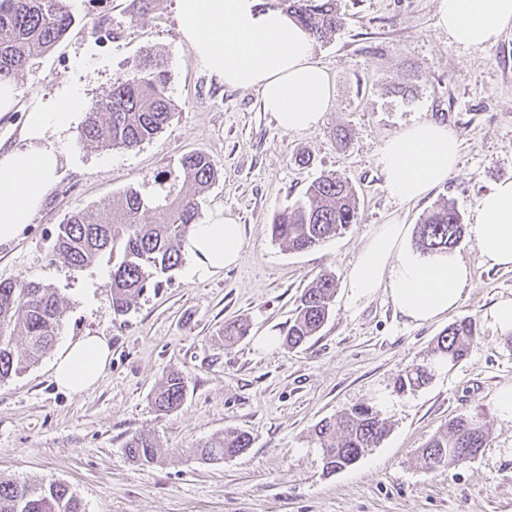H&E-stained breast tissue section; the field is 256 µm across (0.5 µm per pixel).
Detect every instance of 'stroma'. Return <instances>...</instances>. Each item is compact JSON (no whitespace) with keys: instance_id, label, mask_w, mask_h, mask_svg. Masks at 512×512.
<instances>
[{"instance_id":"1","label":"stroma","mask_w":512,"mask_h":512,"mask_svg":"<svg viewBox=\"0 0 512 512\" xmlns=\"http://www.w3.org/2000/svg\"><path fill=\"white\" fill-rule=\"evenodd\" d=\"M346 24L316 42L315 58L334 86L330 107L312 129L287 133L254 89H233L210 75L181 35L176 0H71L75 22L47 54L15 79L17 109L0 113V150L20 145L31 101L81 97L79 110L105 98L113 82L146 53L167 61L175 113L165 129L132 150L87 145L75 121L61 140L63 162L40 212L0 247V281L42 282L62 299L58 335L20 374L0 381V477L62 483L85 512H512V421L495 408L512 384V345L492 321L512 299V270L487 267L473 235L456 252L471 272L460 307L415 325L389 298L351 302L348 274L381 224H417L440 200L455 202L464 224L492 186L512 180V30L495 45L449 43L437 26V0H338ZM417 120L453 127L458 168L423 200L402 203L384 187L379 147ZM203 152L221 167L200 199L202 219L230 212L244 228L236 266L192 276L191 258L147 289L124 315L112 309V260L81 270L52 254L58 227L78 209L107 216L128 187L147 197L182 155ZM306 164H298V155ZM347 178L357 221L304 252L271 238L278 209L303 198L318 176ZM332 273L337 291L322 329L305 345L263 351L257 337L285 336L304 288ZM470 317L475 341L464 360L414 392H396L408 366L429 359L434 339ZM243 318L249 333L225 343V322ZM105 337L112 359L96 388L58 389L52 365L68 341ZM187 379L182 408L158 414L154 388L167 375ZM359 404L392 426L354 465L329 473L313 427ZM480 415L486 448L472 460L429 471L419 450L460 415ZM233 427L249 450L199 459V444ZM155 434L158 462L140 465L124 444Z\"/></svg>"}]
</instances>
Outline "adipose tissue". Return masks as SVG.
<instances>
[{
	"label": "adipose tissue",
	"mask_w": 512,
	"mask_h": 512,
	"mask_svg": "<svg viewBox=\"0 0 512 512\" xmlns=\"http://www.w3.org/2000/svg\"><path fill=\"white\" fill-rule=\"evenodd\" d=\"M185 41L210 75L233 88L259 91L264 111L286 132L314 128L327 111L333 85L315 58L308 33L279 7L259 0H177ZM437 24L451 43L486 47L512 28V0H438ZM79 101L68 96L26 115L23 146L0 153V246L31 223L62 164L60 136ZM386 188L400 202L423 199L458 167L460 140L448 124L416 121L383 141ZM408 227L383 224L358 254L348 275L350 298L384 291L395 311L420 325L455 311L470 270L452 251L423 254L409 246ZM471 232L486 265L512 269V180L496 183L479 200ZM243 244L240 224L227 212L192 225L183 249L193 272L206 278L235 264ZM111 358L108 342L88 335L68 343L53 364L62 390L93 389Z\"/></svg>",
	"instance_id": "1"
}]
</instances>
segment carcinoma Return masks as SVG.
<instances>
[{"instance_id":"carcinoma-1","label":"carcinoma","mask_w":512,"mask_h":512,"mask_svg":"<svg viewBox=\"0 0 512 512\" xmlns=\"http://www.w3.org/2000/svg\"><path fill=\"white\" fill-rule=\"evenodd\" d=\"M282 9L309 35L323 41L344 26L337 0H280ZM74 22L69 0H0V81H12L24 72L29 60L50 51ZM169 75L164 60L147 54L111 92L94 104L80 133V141L119 149H133L151 140L168 125L174 105L168 96ZM219 170L207 154L192 152L179 161L178 169L160 180V192L145 198L137 189H126L112 203L104 221L89 209H79L59 225L53 253L72 269H82L108 252L112 254L111 300L115 313L124 315L160 278L178 269L182 245L191 226L200 218L196 197L216 182ZM193 193L176 190L179 183ZM154 220L147 222L146 213ZM356 220L352 185L335 174L315 179L305 200L275 213L270 224L274 240L293 251L313 248L336 236ZM465 236V224L454 202L438 204L415 225V248L423 253L451 251ZM336 293V280L321 274L304 289L297 314L290 321L284 344L295 348L316 335L327 322ZM60 299L55 289L41 282L0 281V380L36 363L52 346L59 330ZM247 334L242 320L224 324V340L237 341ZM22 337L25 348L14 346ZM476 337L469 317L450 324L432 344L431 358L406 370L396 382L404 393L427 384L434 364L461 362ZM186 394L185 378L168 376L154 392L158 411H177ZM390 420L370 405L353 408L338 419L323 420L313 429L324 468L332 473L356 463L380 444L389 432ZM485 423L478 415L457 417L421 449V459L432 469V457L440 463L464 462L487 445ZM250 436L227 428L199 446L203 460L218 461L244 453ZM128 456L141 463L158 459L157 443L149 433L133 434L125 444ZM0 512H84L81 503L61 483L32 485L0 480Z\"/></svg>"}]
</instances>
